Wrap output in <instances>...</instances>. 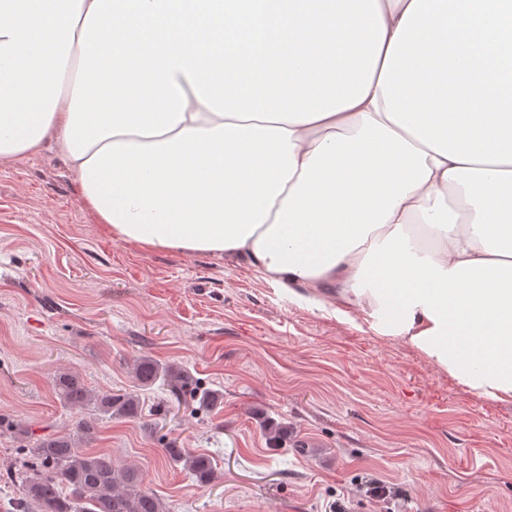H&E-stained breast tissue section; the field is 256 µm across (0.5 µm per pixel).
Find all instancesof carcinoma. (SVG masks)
<instances>
[{
  "label": "carcinoma",
  "instance_id": "cac0c4a2",
  "mask_svg": "<svg viewBox=\"0 0 512 512\" xmlns=\"http://www.w3.org/2000/svg\"><path fill=\"white\" fill-rule=\"evenodd\" d=\"M135 386L146 388L160 381L176 390L192 387L188 372L171 363L151 357L140 358L133 367ZM57 396L69 407L92 408L109 419L138 418L141 407L135 391L93 393L82 378L71 372L55 376ZM199 407L212 411L224 401V395L212 389L196 392ZM90 436L88 422L82 421L68 435L41 437L30 450L31 459H22L18 470L6 473V479L22 485V496L13 504V512H167L156 494L142 487L139 470L122 465L103 453H85L81 442ZM165 457L181 463L200 483L217 478L213 459L180 447L177 439L161 437Z\"/></svg>",
  "mask_w": 512,
  "mask_h": 512
}]
</instances>
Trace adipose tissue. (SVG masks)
I'll return each instance as SVG.
<instances>
[{
	"instance_id": "ef3b65f1",
	"label": "adipose tissue",
	"mask_w": 512,
	"mask_h": 512,
	"mask_svg": "<svg viewBox=\"0 0 512 512\" xmlns=\"http://www.w3.org/2000/svg\"><path fill=\"white\" fill-rule=\"evenodd\" d=\"M50 142L115 241L512 401V0H0V159Z\"/></svg>"
}]
</instances>
